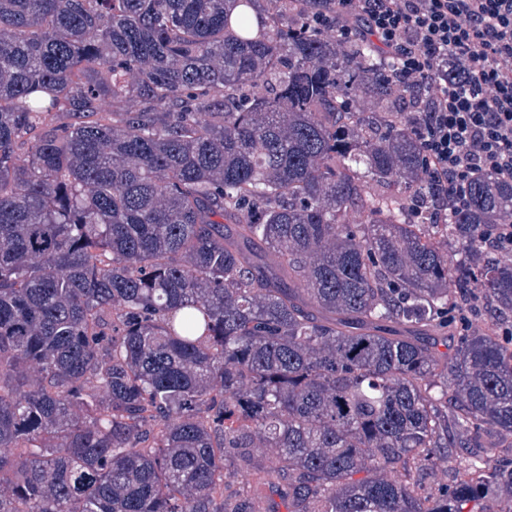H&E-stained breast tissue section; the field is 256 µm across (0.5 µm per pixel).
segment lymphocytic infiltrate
<instances>
[{"instance_id": "1", "label": "lymphocytic infiltrate", "mask_w": 512, "mask_h": 512, "mask_svg": "<svg viewBox=\"0 0 512 512\" xmlns=\"http://www.w3.org/2000/svg\"><path fill=\"white\" fill-rule=\"evenodd\" d=\"M303 9L316 30L394 60L425 176L413 215L447 223L468 207L476 175L512 180V0H305Z\"/></svg>"}]
</instances>
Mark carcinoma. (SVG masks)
Wrapping results in <instances>:
<instances>
[{"label":"carcinoma","mask_w":512,"mask_h":512,"mask_svg":"<svg viewBox=\"0 0 512 512\" xmlns=\"http://www.w3.org/2000/svg\"><path fill=\"white\" fill-rule=\"evenodd\" d=\"M393 66L301 0H0V512H485L512 488L476 452L425 483L486 423L512 436V345L438 350L455 308L512 310V263L443 256L512 222V182L412 221ZM469 449L453 448L454 457L448 459L447 454L441 453L432 464V469L427 476V483L432 486L448 484V479L460 466V459L469 456Z\"/></svg>","instance_id":"obj_1"}]
</instances>
